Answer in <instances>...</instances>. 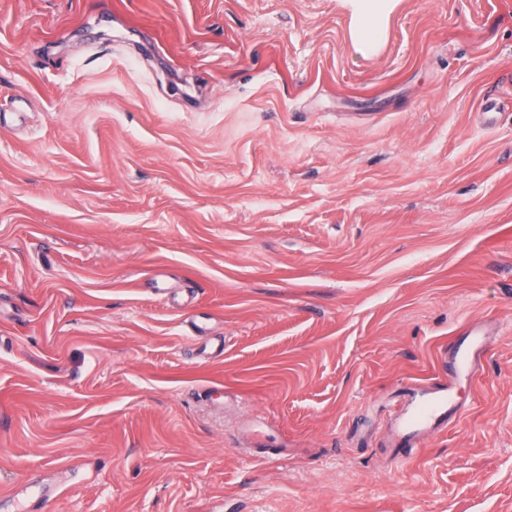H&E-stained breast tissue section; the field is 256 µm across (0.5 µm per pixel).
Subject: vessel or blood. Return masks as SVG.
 <instances>
[{"instance_id":"b4317fda","label":"vessel or blood","mask_w":512,"mask_h":512,"mask_svg":"<svg viewBox=\"0 0 512 512\" xmlns=\"http://www.w3.org/2000/svg\"><path fill=\"white\" fill-rule=\"evenodd\" d=\"M490 334L487 324L468 327L450 350L440 353L442 364L448 369L447 381L437 385L414 383L408 387L404 400L393 413L392 446L418 449L429 436L444 432L461 420L466 407L459 400L458 389L473 381L487 353Z\"/></svg>"}]
</instances>
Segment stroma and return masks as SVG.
Returning <instances> with one entry per match:
<instances>
[{"instance_id":"1","label":"stroma","mask_w":512,"mask_h":512,"mask_svg":"<svg viewBox=\"0 0 512 512\" xmlns=\"http://www.w3.org/2000/svg\"><path fill=\"white\" fill-rule=\"evenodd\" d=\"M350 26L0 0V512H512V0ZM490 319L397 458L398 394ZM492 324L473 325L457 338L448 352L444 348L441 361L448 368V381L431 385L412 383L404 400L393 413L391 444L396 448H410V453L425 440L444 432L458 423L466 412L459 401L460 386L471 383L488 348Z\"/></svg>"}]
</instances>
